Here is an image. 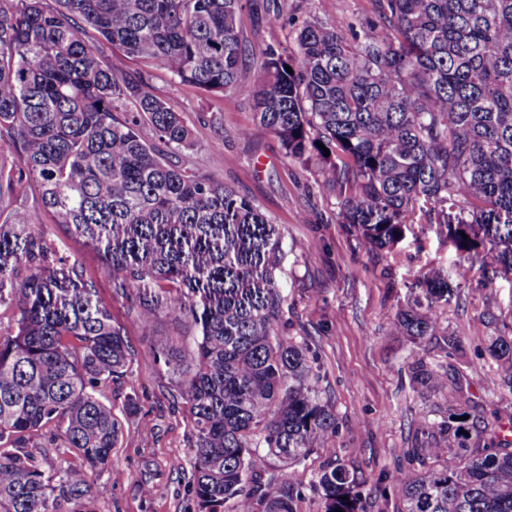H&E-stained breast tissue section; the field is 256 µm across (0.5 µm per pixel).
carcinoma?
Wrapping results in <instances>:
<instances>
[{
    "instance_id": "1",
    "label": "carcinoma",
    "mask_w": 512,
    "mask_h": 512,
    "mask_svg": "<svg viewBox=\"0 0 512 512\" xmlns=\"http://www.w3.org/2000/svg\"><path fill=\"white\" fill-rule=\"evenodd\" d=\"M376 2L373 19L346 29L304 21L253 67L242 0H0V156L18 157L0 161V288L21 278L0 329V512H92V478L112 471L122 435L104 393L127 370L124 328L96 282L54 267L31 216L11 207L32 188L114 285L168 294L161 310L140 306L143 329L162 316L194 327L192 357L168 337L158 353L193 417L199 512H255V449L292 465L335 423L306 344L281 333L278 225L170 159L194 149L192 128L144 74L102 63L88 27L119 56L204 93L251 97L254 126L241 135L272 134L289 160L315 165L318 190L336 192L337 222L370 245L398 241L425 205L457 209L471 216L445 225L457 250L512 274V0ZM127 100L136 112L122 115ZM422 287L393 332L454 348L436 311L448 279L429 273ZM494 355L512 384V339L498 338ZM410 369L426 391L448 388L447 371L420 359ZM462 429L444 421L442 442L414 450L423 466L455 448L459 469L402 472L370 493L393 495L399 512H512V451L477 452ZM44 433L78 463L43 470ZM308 487L323 512H364L355 479L334 463L307 484H269L263 512H299Z\"/></svg>"
}]
</instances>
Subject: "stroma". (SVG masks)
Masks as SVG:
<instances>
[{"mask_svg": "<svg viewBox=\"0 0 512 512\" xmlns=\"http://www.w3.org/2000/svg\"><path fill=\"white\" fill-rule=\"evenodd\" d=\"M276 6L296 25L315 15L344 27L374 15L372 0H248L240 29L253 48L287 44L288 27L266 22ZM150 86L194 132L196 146L186 162L254 200L278 225L275 279L286 330L309 346L319 377L316 393L336 418L322 447L311 449L298 465L288 467L263 454L255 482L307 481L334 462L368 490L378 478L390 480L416 468L415 443L437 439L440 423L456 411L451 389L429 394L412 383L409 365L418 359L446 367L450 385L468 387L471 447H503L501 428L512 422V390L503 385L489 347L497 337L512 336V275L457 251L444 227L445 213L430 206L399 242L369 248L352 225L337 223L335 194L318 192L313 169L289 161L278 138L263 132L241 137V129L253 123L247 96L208 95L159 70ZM218 154L229 159L221 169L212 164ZM16 203L31 214L52 259L85 268L126 332L128 369L106 391L123 435L112 450L111 471L94 478L92 512H198L189 450L193 419L176 378L157 355L159 337L189 345L194 329L163 318L154 332L144 331L135 319L139 304L161 308L164 296L152 288L114 287L95 253L52 223L37 192ZM435 270L447 274L453 288L438 309L457 341L449 353L390 328L391 317L420 297L424 275Z\"/></svg>", "mask_w": 512, "mask_h": 512, "instance_id": "obj_1", "label": "stroma"}]
</instances>
